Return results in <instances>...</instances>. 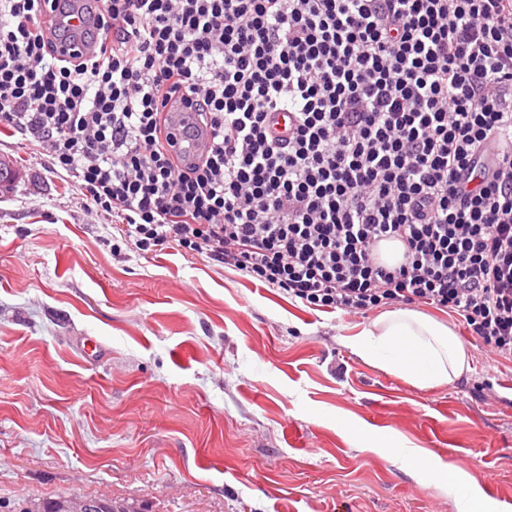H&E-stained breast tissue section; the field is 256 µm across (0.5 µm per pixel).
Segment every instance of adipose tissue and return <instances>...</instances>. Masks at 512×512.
<instances>
[{
	"mask_svg": "<svg viewBox=\"0 0 512 512\" xmlns=\"http://www.w3.org/2000/svg\"><path fill=\"white\" fill-rule=\"evenodd\" d=\"M349 344L364 362L419 390L452 383L470 369L453 327L421 311L384 312Z\"/></svg>",
	"mask_w": 512,
	"mask_h": 512,
	"instance_id": "adipose-tissue-1",
	"label": "adipose tissue"
}]
</instances>
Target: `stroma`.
I'll list each match as a JSON object with an SVG mask.
<instances>
[{"label": "stroma", "mask_w": 512, "mask_h": 512, "mask_svg": "<svg viewBox=\"0 0 512 512\" xmlns=\"http://www.w3.org/2000/svg\"><path fill=\"white\" fill-rule=\"evenodd\" d=\"M0 512L25 498L149 512H498L512 499V361L459 316L470 370L430 390L360 359L378 316L310 309L176 249L145 257L73 177L0 134ZM101 345L86 363L82 337ZM493 383L498 404L474 392ZM429 451L432 471L420 463ZM465 476L443 471L453 458Z\"/></svg>", "instance_id": "35a3bbf8"}]
</instances>
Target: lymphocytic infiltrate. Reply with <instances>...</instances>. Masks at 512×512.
<instances>
[{
  "mask_svg": "<svg viewBox=\"0 0 512 512\" xmlns=\"http://www.w3.org/2000/svg\"><path fill=\"white\" fill-rule=\"evenodd\" d=\"M60 3L0 0V128L127 244L319 311L446 310L512 361V0H96L68 58ZM175 99L210 133L185 168Z\"/></svg>",
  "mask_w": 512,
  "mask_h": 512,
  "instance_id": "lymphocytic-infiltrate-1",
  "label": "lymphocytic infiltrate"
}]
</instances>
